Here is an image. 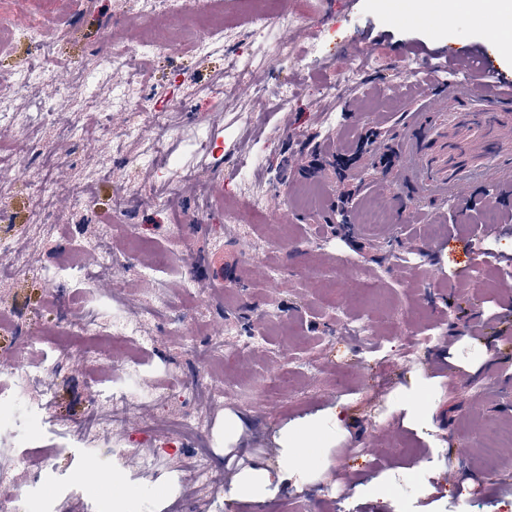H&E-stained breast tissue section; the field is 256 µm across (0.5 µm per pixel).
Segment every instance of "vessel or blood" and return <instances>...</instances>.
I'll return each instance as SVG.
<instances>
[{
    "label": "vessel or blood",
    "mask_w": 512,
    "mask_h": 512,
    "mask_svg": "<svg viewBox=\"0 0 512 512\" xmlns=\"http://www.w3.org/2000/svg\"><path fill=\"white\" fill-rule=\"evenodd\" d=\"M449 62L471 73L444 101L424 99L410 114L411 135L391 152L389 170L427 199L462 196L474 185L496 190L503 223L512 222V73L501 67L512 46L488 42L445 48Z\"/></svg>",
    "instance_id": "1"
}]
</instances>
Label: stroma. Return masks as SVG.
Returning <instances> with one entry per match:
<instances>
[{
    "mask_svg": "<svg viewBox=\"0 0 512 512\" xmlns=\"http://www.w3.org/2000/svg\"><path fill=\"white\" fill-rule=\"evenodd\" d=\"M224 46L201 52L193 17L140 0H0V79L20 78L31 152L0 119V455L17 459L0 503L10 512H512V288L472 237L488 192L446 204L379 169L374 149L400 134L420 92L468 71L417 52L463 48L492 18H447L446 0H281L273 40L254 35L250 0H222ZM165 34L171 50L119 81L112 55ZM114 98L70 131L86 90ZM248 71L247 81L225 77ZM349 82H339L341 74ZM293 99H283L284 89ZM57 92L54 118L44 100ZM177 107L171 125L143 108ZM157 144L152 154L143 146ZM108 170L87 180L99 163ZM44 180L43 200L31 183ZM84 189L92 225L111 230L120 264L99 272L75 223ZM266 189L259 224L229 203ZM384 224L361 223L369 199ZM42 230H35L36 222ZM148 238L135 250L130 233ZM171 255L155 265L157 253ZM489 276L485 294L461 277ZM156 310L150 342L120 372L58 333L93 319L101 334ZM370 327L356 335L357 322ZM482 323L481 333L470 327ZM30 349L29 369L15 354ZM132 402L122 425L82 436L106 398ZM207 408L199 432L190 415ZM314 417L302 471L252 501L230 482L195 495L191 462L239 477L281 468L279 439ZM492 445L487 471L479 450Z\"/></svg>",
    "mask_w": 512,
    "mask_h": 512,
    "instance_id": "1",
    "label": "stroma"
}]
</instances>
